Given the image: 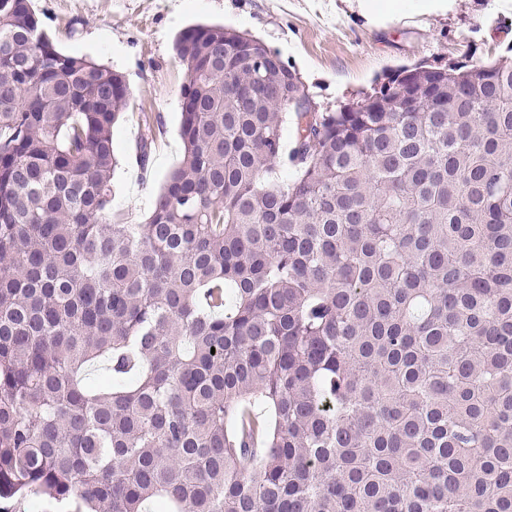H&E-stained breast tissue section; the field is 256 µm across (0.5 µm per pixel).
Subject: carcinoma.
<instances>
[{"instance_id": "cac0c4a2", "label": "carcinoma", "mask_w": 512, "mask_h": 512, "mask_svg": "<svg viewBox=\"0 0 512 512\" xmlns=\"http://www.w3.org/2000/svg\"><path fill=\"white\" fill-rule=\"evenodd\" d=\"M175 49L183 159L127 224L125 77L0 0V512H512V58L296 111L287 153L277 52Z\"/></svg>"}]
</instances>
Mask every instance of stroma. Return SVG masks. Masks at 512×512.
Returning <instances> with one entry per match:
<instances>
[{
  "instance_id": "obj_1",
  "label": "stroma",
  "mask_w": 512,
  "mask_h": 512,
  "mask_svg": "<svg viewBox=\"0 0 512 512\" xmlns=\"http://www.w3.org/2000/svg\"><path fill=\"white\" fill-rule=\"evenodd\" d=\"M63 51L123 73L127 107L112 128L119 164L112 211L139 224L183 158L180 92L187 68L175 39L191 25H224L261 39L298 74L320 111L372 92L420 62L480 66L512 57V15L492 0H456L453 11L371 25L347 0H33ZM150 143L140 164L141 143Z\"/></svg>"
}]
</instances>
